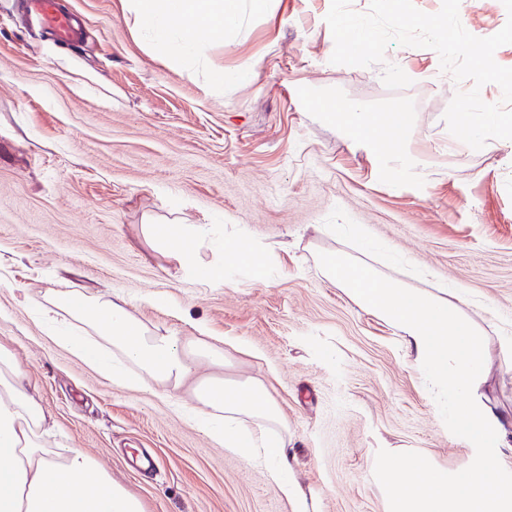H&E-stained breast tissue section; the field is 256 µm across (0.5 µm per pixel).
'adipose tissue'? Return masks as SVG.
Segmentation results:
<instances>
[{"label":"adipose tissue","instance_id":"obj_1","mask_svg":"<svg viewBox=\"0 0 512 512\" xmlns=\"http://www.w3.org/2000/svg\"><path fill=\"white\" fill-rule=\"evenodd\" d=\"M130 5L136 28L151 32L156 46L174 62L192 53L198 32L223 39L238 18L237 0H130ZM322 108L340 114L358 140L382 139L391 160L398 158L401 136L412 123L409 113L395 112L382 124L336 100L325 101ZM150 233L185 265L193 263L202 245L191 224L154 227ZM346 266L335 255L323 261L330 279L400 331L434 404L447 407L453 428L473 447L469 463L455 470L440 467L425 453L398 455L380 449L370 468L384 512H512V481L485 478L491 470H512V435L477 394L484 338L456 303L463 284L450 285L442 296L396 281L378 282L368 268L349 277ZM49 303L92 330L88 336L60 334L57 344L122 387L151 391L190 385L205 409L202 423L215 444L264 463L280 495L294 496L283 440L288 425L263 383L196 374L201 360L225 365L224 349L203 339L185 343L141 326L120 296L89 298L73 292ZM50 433L49 417L28 372L0 343V512H144L142 503L114 483L84 449L48 444Z\"/></svg>","mask_w":512,"mask_h":512}]
</instances>
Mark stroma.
I'll list each match as a JSON object with an SVG mask.
<instances>
[{
    "label": "stroma",
    "instance_id": "stroma-1",
    "mask_svg": "<svg viewBox=\"0 0 512 512\" xmlns=\"http://www.w3.org/2000/svg\"><path fill=\"white\" fill-rule=\"evenodd\" d=\"M28 0L0 7V340L13 349L57 423L145 512H294L263 468L219 448L185 414L189 387H120L50 338L37 309L80 291L124 296L143 326L228 345V378L265 383L288 422V478L316 512H384L369 461L381 448L427 453L448 469L465 441L438 417L399 332L323 270L335 254L384 280L437 292L488 346L481 393L512 430V140L453 141L444 114L454 81L428 48L391 45L383 68L335 65L331 0H242L223 41L200 35L173 64L134 29L128 0H58L80 21L62 44L82 71L59 76L30 27ZM507 20L474 0L460 21L477 37ZM232 74L216 85L213 70ZM379 120L408 112L403 158L354 141L324 99ZM194 224L195 266L148 234ZM251 247L259 267L227 261ZM223 264L214 285L201 267Z\"/></svg>",
    "mask_w": 512,
    "mask_h": 512
}]
</instances>
